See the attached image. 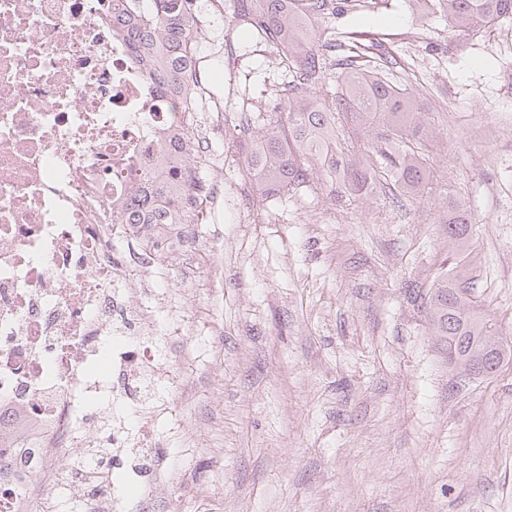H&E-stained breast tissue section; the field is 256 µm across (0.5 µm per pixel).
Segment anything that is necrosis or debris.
<instances>
[{
  "mask_svg": "<svg viewBox=\"0 0 512 512\" xmlns=\"http://www.w3.org/2000/svg\"><path fill=\"white\" fill-rule=\"evenodd\" d=\"M149 94L112 0H0V512H129L164 461L154 400L179 374L139 285L191 224L117 221L159 136L187 125ZM111 394L109 409L89 403Z\"/></svg>",
  "mask_w": 512,
  "mask_h": 512,
  "instance_id": "obj_1",
  "label": "necrosis or debris"
}]
</instances>
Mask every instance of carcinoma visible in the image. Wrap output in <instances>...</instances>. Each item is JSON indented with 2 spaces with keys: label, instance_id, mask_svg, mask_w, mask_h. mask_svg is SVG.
Here are the masks:
<instances>
[{
  "label": "carcinoma",
  "instance_id": "obj_1",
  "mask_svg": "<svg viewBox=\"0 0 512 512\" xmlns=\"http://www.w3.org/2000/svg\"><path fill=\"white\" fill-rule=\"evenodd\" d=\"M196 0H115L113 17L142 67L152 91L198 109L202 33ZM425 15L439 13L451 31L468 35L512 18V0H412ZM380 0H232L236 25L272 46L285 73L283 99L272 111L281 118L240 126L243 161L262 197L308 189L320 179L334 198L369 196L377 182H391L392 202L426 195L431 172L428 136L419 120L423 107L408 89L389 80L392 53L366 32L336 36V20ZM164 137L165 178L137 182L121 215L124 224H181L196 210L204 185L178 159L182 137ZM446 231L451 252L468 245L469 217L460 199L448 202ZM464 268L440 279L428 296L430 320L457 366L484 355L485 320L469 289Z\"/></svg>",
  "mask_w": 512,
  "mask_h": 512
}]
</instances>
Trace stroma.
I'll return each instance as SVG.
<instances>
[{
	"mask_svg": "<svg viewBox=\"0 0 512 512\" xmlns=\"http://www.w3.org/2000/svg\"><path fill=\"white\" fill-rule=\"evenodd\" d=\"M205 110L224 168L217 211L191 243L223 267L166 263L155 283L199 324L220 322L171 357L184 391L163 400L170 467L150 510L132 512H512V363L461 379L425 301L451 270L448 197L465 200V282L512 338V21L458 36L408 0L345 16L396 55L425 105V199L392 205L383 187L337 202L317 187L263 199L244 172L241 112L273 119L283 76L242 37L230 0L205 6Z\"/></svg>",
	"mask_w": 512,
	"mask_h": 512,
	"instance_id": "stroma-1",
	"label": "stroma"
}]
</instances>
